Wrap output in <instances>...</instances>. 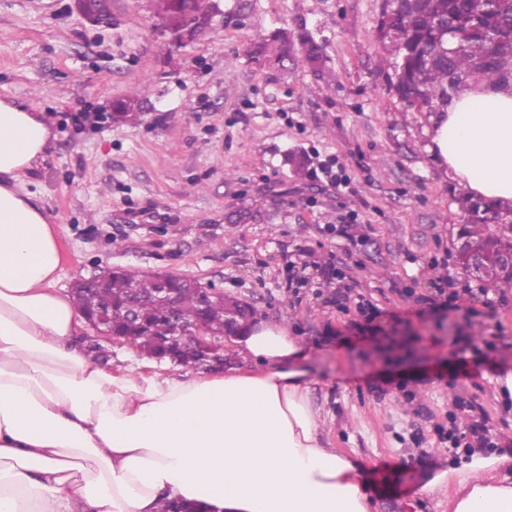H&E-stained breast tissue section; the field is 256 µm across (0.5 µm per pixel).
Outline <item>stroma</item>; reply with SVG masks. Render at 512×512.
<instances>
[{
	"label": "stroma",
	"instance_id": "35a3bbf8",
	"mask_svg": "<svg viewBox=\"0 0 512 512\" xmlns=\"http://www.w3.org/2000/svg\"><path fill=\"white\" fill-rule=\"evenodd\" d=\"M383 6L221 0L223 17L182 47L155 0H112L108 28L71 0H0V101L55 135L23 182L61 243L58 292L104 267L167 272L287 325L324 436L360 466L374 512H442L465 453L447 440L468 422L459 402L512 450L497 381L512 368V288L457 264L470 195L427 152L428 113L395 90ZM280 31L288 60L258 54ZM130 98L140 110L114 118ZM329 163L346 184L315 178ZM239 210L252 220L231 223Z\"/></svg>",
	"mask_w": 512,
	"mask_h": 512
}]
</instances>
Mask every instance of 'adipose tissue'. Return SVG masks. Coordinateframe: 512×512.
Listing matches in <instances>:
<instances>
[{
	"mask_svg": "<svg viewBox=\"0 0 512 512\" xmlns=\"http://www.w3.org/2000/svg\"><path fill=\"white\" fill-rule=\"evenodd\" d=\"M447 175L512 207V87L481 84L431 118ZM53 133L0 101V512H158L165 498L211 512H371L358 467L321 432L287 327L237 339L245 367L196 376L106 371L78 344L44 210L16 183ZM448 512H512V454H473Z\"/></svg>",
	"mask_w": 512,
	"mask_h": 512,
	"instance_id": "1",
	"label": "adipose tissue"
}]
</instances>
